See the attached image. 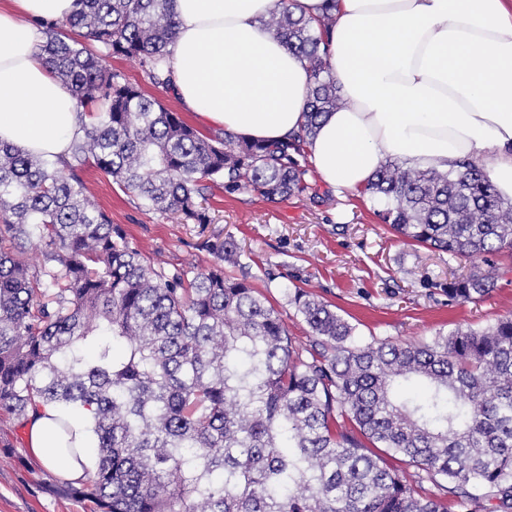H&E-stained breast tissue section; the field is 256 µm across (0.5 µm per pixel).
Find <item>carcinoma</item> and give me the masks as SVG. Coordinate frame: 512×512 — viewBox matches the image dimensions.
Listing matches in <instances>:
<instances>
[{
  "label": "carcinoma",
  "instance_id": "carcinoma-1",
  "mask_svg": "<svg viewBox=\"0 0 512 512\" xmlns=\"http://www.w3.org/2000/svg\"><path fill=\"white\" fill-rule=\"evenodd\" d=\"M171 2L80 0L71 17L37 23L40 51L92 122L56 161L0 142V410L89 412L95 475L73 493L99 512H512L511 316L363 344L333 305L296 288L288 304L310 331L298 345L247 275L224 274L240 265L234 240L205 242L207 269L156 268L90 200L89 164L184 224L212 222L202 200L215 186L319 199L305 148L344 105L325 39L332 9L312 21L276 0L262 17L310 86L299 131L254 142L199 132L108 63L128 59L173 89ZM366 190L406 241L465 260L512 254V200L472 160L449 171L387 161ZM36 233V263L3 246ZM497 278L492 263L454 274L448 300L478 302ZM399 379L427 389L399 396Z\"/></svg>",
  "mask_w": 512,
  "mask_h": 512
}]
</instances>
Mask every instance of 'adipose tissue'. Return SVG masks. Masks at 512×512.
<instances>
[{
    "mask_svg": "<svg viewBox=\"0 0 512 512\" xmlns=\"http://www.w3.org/2000/svg\"><path fill=\"white\" fill-rule=\"evenodd\" d=\"M275 0H172L175 95L206 124L283 140L302 121L309 72L262 27ZM76 0H0V142L55 157L88 117L39 55L34 20L65 19ZM330 65L344 100L309 141L332 189L365 186L384 159L446 170L479 161L512 198V0H337ZM45 406L29 412L35 455L71 481L94 470L88 412L71 433ZM75 445L79 456L67 454Z\"/></svg>",
    "mask_w": 512,
    "mask_h": 512,
    "instance_id": "adipose-tissue-1",
    "label": "adipose tissue"
}]
</instances>
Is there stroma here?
<instances>
[{
  "label": "stroma",
  "mask_w": 512,
  "mask_h": 512,
  "mask_svg": "<svg viewBox=\"0 0 512 512\" xmlns=\"http://www.w3.org/2000/svg\"><path fill=\"white\" fill-rule=\"evenodd\" d=\"M82 178L92 200L153 265L204 269L214 261L207 239L235 240L242 256L229 274H248L281 310L300 344L306 343L308 328L286 297L297 287L335 305L363 342L426 340L441 330L512 315V256H498L501 275L488 298L449 301L444 289L449 273L482 269V259L459 260L405 244L380 223L378 205L365 190H328L315 172L310 180L324 195L321 203L304 196L270 202L216 188L210 198L213 221L204 226L146 211L94 166H87ZM69 485L34 454L27 425L0 410V512H96Z\"/></svg>",
  "instance_id": "obj_1"
}]
</instances>
